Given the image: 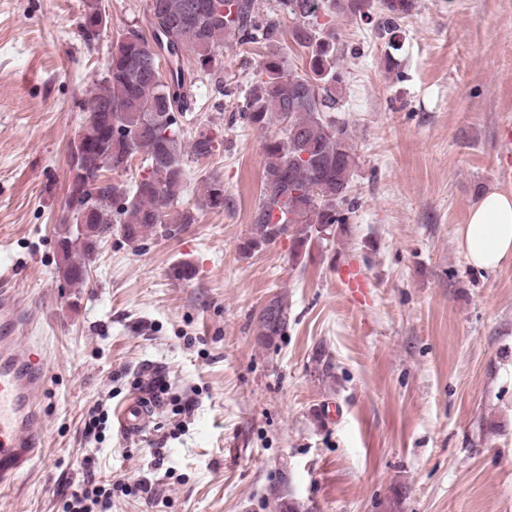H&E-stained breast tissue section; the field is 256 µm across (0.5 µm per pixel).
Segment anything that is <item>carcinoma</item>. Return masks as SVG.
<instances>
[{"label":"carcinoma","mask_w":512,"mask_h":512,"mask_svg":"<svg viewBox=\"0 0 512 512\" xmlns=\"http://www.w3.org/2000/svg\"><path fill=\"white\" fill-rule=\"evenodd\" d=\"M101 0H84L81 30L98 36ZM299 24L293 42L304 50L305 72H290L278 54L261 63L262 78L249 89L241 119L265 127L276 113L281 134L263 144L262 189L240 253L253 255L285 235L293 252L306 249L312 234H323L347 221L345 207L355 158L344 126L325 118L336 111L342 74L336 36L324 31L319 18L328 0H283ZM387 24L407 17L413 0H382ZM152 39L140 29L118 35L109 52L107 72L85 102L78 138L70 145L69 169L82 179L67 186V215L58 234L57 272L72 288L83 286L101 238L117 232L134 244L166 226L197 222L191 208H182L186 167L207 159L218 144L210 130H200L183 146L178 117L186 112L191 72L183 58L193 56L194 72L214 81L224 94V81L213 52L229 37L241 45L278 42L279 25L255 11L254 0H151L148 19ZM167 64V81L159 75ZM143 157V168L129 187L107 179L104 172L124 171L130 158ZM125 206L115 207V196ZM201 206L224 210V178L204 180ZM288 328V304L268 301L257 317L258 335L272 339Z\"/></svg>","instance_id":"obj_1"}]
</instances>
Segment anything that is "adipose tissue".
<instances>
[{
	"mask_svg": "<svg viewBox=\"0 0 512 512\" xmlns=\"http://www.w3.org/2000/svg\"><path fill=\"white\" fill-rule=\"evenodd\" d=\"M457 238L475 268L492 272L512 264V194L487 190L460 225Z\"/></svg>",
	"mask_w": 512,
	"mask_h": 512,
	"instance_id": "ef3b65f1",
	"label": "adipose tissue"
}]
</instances>
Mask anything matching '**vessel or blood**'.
Instances as JSON below:
<instances>
[{"instance_id":"b4317fda","label":"vessel or blood","mask_w":512,"mask_h":512,"mask_svg":"<svg viewBox=\"0 0 512 512\" xmlns=\"http://www.w3.org/2000/svg\"><path fill=\"white\" fill-rule=\"evenodd\" d=\"M32 322L8 290L0 291V487L14 484L38 451L42 434L38 401L45 392L44 356L32 346L25 357L13 351L16 336ZM151 406L126 401L115 413L122 434L135 436L146 430Z\"/></svg>"}]
</instances>
